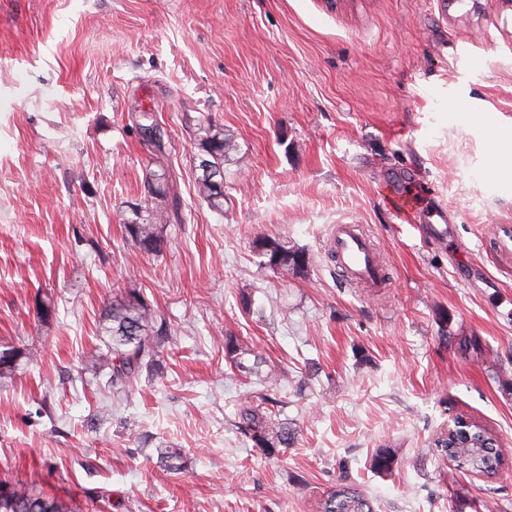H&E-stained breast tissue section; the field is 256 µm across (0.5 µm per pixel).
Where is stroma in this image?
Wrapping results in <instances>:
<instances>
[{
  "label": "stroma",
  "instance_id": "35a3bbf8",
  "mask_svg": "<svg viewBox=\"0 0 512 512\" xmlns=\"http://www.w3.org/2000/svg\"><path fill=\"white\" fill-rule=\"evenodd\" d=\"M144 112L166 146L159 198ZM203 115L231 146L220 214L197 190ZM494 125H512L504 0H0V351L22 353L0 377V481L70 512H319L340 483L376 512H512ZM384 185L414 199L412 223ZM139 206L162 212L160 254L126 235ZM339 224L371 237L385 288L345 281ZM262 239L305 267H267ZM134 291L169 334L116 393L96 372L104 315ZM267 400L293 435L271 457L236 427ZM455 414L497 437L494 477L438 457ZM379 448L393 472L372 469Z\"/></svg>",
  "mask_w": 512,
  "mask_h": 512
}]
</instances>
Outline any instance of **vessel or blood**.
Returning <instances> with one entry per match:
<instances>
[{
  "label": "vessel or blood",
  "mask_w": 512,
  "mask_h": 512,
  "mask_svg": "<svg viewBox=\"0 0 512 512\" xmlns=\"http://www.w3.org/2000/svg\"><path fill=\"white\" fill-rule=\"evenodd\" d=\"M329 253L347 279L375 288L383 286L386 272L370 237L358 225H337L330 240Z\"/></svg>",
  "instance_id": "1"
}]
</instances>
